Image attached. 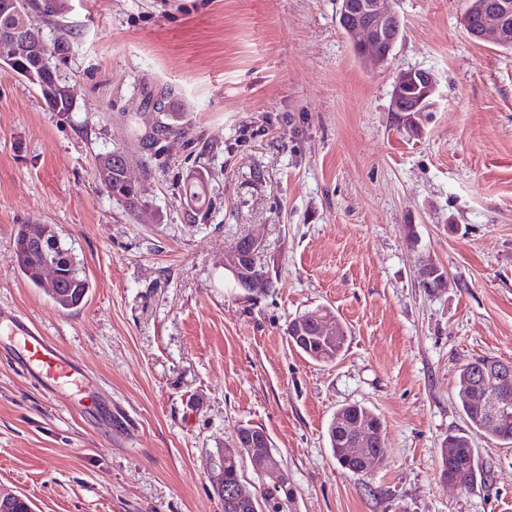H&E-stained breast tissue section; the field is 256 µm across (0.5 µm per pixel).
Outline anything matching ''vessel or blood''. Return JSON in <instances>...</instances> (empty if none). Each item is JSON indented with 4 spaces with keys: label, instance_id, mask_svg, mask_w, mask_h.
I'll return each instance as SVG.
<instances>
[{
    "label": "vessel or blood",
    "instance_id": "b4317fda",
    "mask_svg": "<svg viewBox=\"0 0 512 512\" xmlns=\"http://www.w3.org/2000/svg\"><path fill=\"white\" fill-rule=\"evenodd\" d=\"M8 323L11 335L21 339L25 356L24 369L45 380L60 381L78 374L80 366L70 355L59 350L25 315L17 311H0V323Z\"/></svg>",
    "mask_w": 512,
    "mask_h": 512
}]
</instances>
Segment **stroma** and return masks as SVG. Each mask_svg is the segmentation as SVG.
I'll return each instance as SVG.
<instances>
[{"instance_id": "stroma-1", "label": "stroma", "mask_w": 512, "mask_h": 512, "mask_svg": "<svg viewBox=\"0 0 512 512\" xmlns=\"http://www.w3.org/2000/svg\"><path fill=\"white\" fill-rule=\"evenodd\" d=\"M56 2L40 27L66 40L54 64L72 112L0 67V308L82 363L111 413L30 377L1 331L0 488L33 512H224L217 450L251 425L293 512H512V447L487 434L472 436L469 487L439 477L443 440L469 429L460 367L512 362V51L471 38L466 0H393L403 35L376 69L336 0ZM409 69L436 80L414 133L391 110ZM161 88L192 137L138 148L156 118L140 98ZM115 147L134 151L148 203L135 216L95 175ZM199 153L210 202L193 218L180 187ZM22 224L71 248L90 283L80 309L20 274ZM247 236L275 283L261 295L225 267ZM430 264L444 287H424ZM323 306L349 329L327 364L285 334ZM354 403L385 426L361 479L327 437Z\"/></svg>"}]
</instances>
